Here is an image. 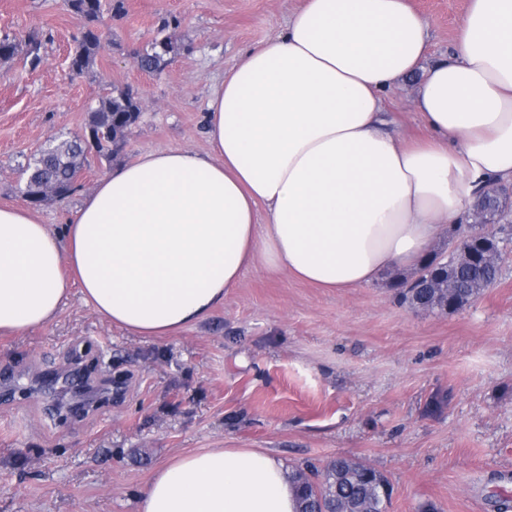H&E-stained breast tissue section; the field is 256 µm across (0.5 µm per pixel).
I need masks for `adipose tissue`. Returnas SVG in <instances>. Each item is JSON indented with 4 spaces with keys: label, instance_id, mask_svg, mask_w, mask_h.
Returning <instances> with one entry per match:
<instances>
[{
    "label": "adipose tissue",
    "instance_id": "ef3b65f1",
    "mask_svg": "<svg viewBox=\"0 0 512 512\" xmlns=\"http://www.w3.org/2000/svg\"><path fill=\"white\" fill-rule=\"evenodd\" d=\"M409 0H301L209 94L207 153L115 168L64 235L0 206V332L51 322L72 287L113 325L166 336L203 319L244 269L356 288L420 264L488 182L512 183V0H466L447 58ZM418 76L427 129L406 138L386 92ZM285 462L208 448L156 470L139 512H295Z\"/></svg>",
    "mask_w": 512,
    "mask_h": 512
}]
</instances>
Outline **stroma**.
I'll return each instance as SVG.
<instances>
[{
    "label": "stroma",
    "instance_id": "1",
    "mask_svg": "<svg viewBox=\"0 0 512 512\" xmlns=\"http://www.w3.org/2000/svg\"><path fill=\"white\" fill-rule=\"evenodd\" d=\"M410 2L429 22L430 60L447 57L465 0ZM298 5L103 0V47L74 76L67 58L85 19L66 0H0V35L37 39L43 57L0 62V205L21 202V165L82 132L118 90L138 94L140 118L117 157L89 155L77 191L38 208L50 231L116 166L159 149L206 152L211 88ZM162 34L179 53L141 71L137 52ZM417 86L404 79L386 100L405 136L424 131ZM402 279L328 290L252 267L205 318L163 337L112 326L72 291L51 324L0 335V380L18 388L0 399V512H138L161 465L204 448H261L293 469L366 463L391 485L387 512H500L512 501V256L445 314L400 304Z\"/></svg>",
    "mask_w": 512,
    "mask_h": 512
}]
</instances>
